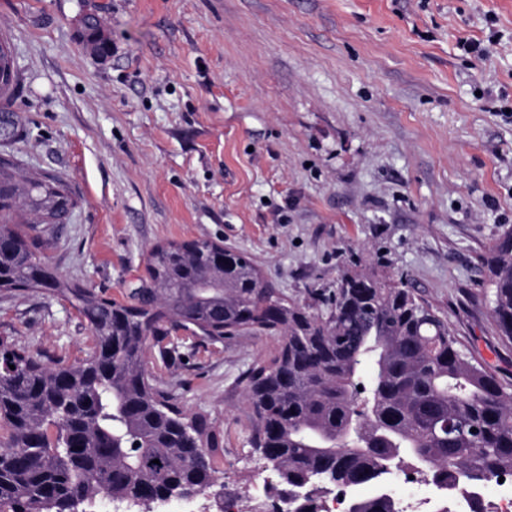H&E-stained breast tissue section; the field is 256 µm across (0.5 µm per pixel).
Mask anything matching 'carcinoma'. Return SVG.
I'll use <instances>...</instances> for the list:
<instances>
[{
    "label": "carcinoma",
    "mask_w": 512,
    "mask_h": 512,
    "mask_svg": "<svg viewBox=\"0 0 512 512\" xmlns=\"http://www.w3.org/2000/svg\"><path fill=\"white\" fill-rule=\"evenodd\" d=\"M102 35L99 18L78 32ZM0 38V98L18 81ZM22 137L16 113L0 107ZM80 198L60 176L17 175L13 154L0 153V292L41 291L68 302L95 336L76 364L47 366L0 340V512H85L111 504L179 497L186 486L212 492L211 455L220 439L208 417L185 414L174 394L146 371L149 340L172 329L210 340L240 333L283 336L267 360L244 375L262 450L288 512H323L289 499L316 474L358 504L357 512H400L383 488L397 470L426 476L445 494L475 492L512 475V387L467 355L448 322L408 278L346 271L326 315L290 304L237 252L224 268V246L208 239L168 241L145 257V276L119 302L58 275L44 251ZM493 288L492 318L512 342V229L481 258ZM60 424L58 444L48 440ZM159 463H153V460ZM375 487L370 496L359 493Z\"/></svg>",
    "instance_id": "1"
}]
</instances>
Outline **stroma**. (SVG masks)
<instances>
[{"mask_svg": "<svg viewBox=\"0 0 512 512\" xmlns=\"http://www.w3.org/2000/svg\"><path fill=\"white\" fill-rule=\"evenodd\" d=\"M88 13L107 60L76 38ZM0 34L21 76L18 172L60 175L81 199L46 251L59 274L119 300L152 246L210 239L321 315L343 272L404 273L512 384L479 270L512 228V0H0ZM464 36L499 43L480 59ZM0 336L48 364L94 344L69 303L36 292L0 294ZM278 343L178 331L146 350L220 432L238 512L277 501L244 373Z\"/></svg>", "mask_w": 512, "mask_h": 512, "instance_id": "stroma-1", "label": "stroma"}]
</instances>
